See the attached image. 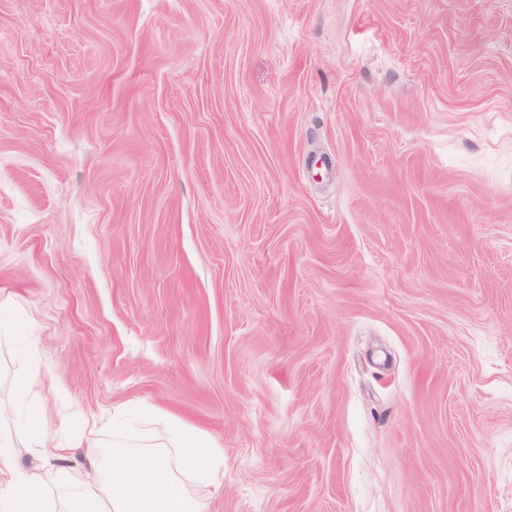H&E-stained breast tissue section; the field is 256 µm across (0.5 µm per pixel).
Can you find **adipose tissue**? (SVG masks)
Masks as SVG:
<instances>
[{
    "instance_id": "obj_1",
    "label": "adipose tissue",
    "mask_w": 512,
    "mask_h": 512,
    "mask_svg": "<svg viewBox=\"0 0 512 512\" xmlns=\"http://www.w3.org/2000/svg\"><path fill=\"white\" fill-rule=\"evenodd\" d=\"M167 444L119 439L101 452L93 481H74L68 469L50 484L22 465L23 455L69 465L77 447L52 443L42 418L31 415L25 447L0 432V512H208L191 485L221 483L220 450L203 431L183 456L172 457Z\"/></svg>"
}]
</instances>
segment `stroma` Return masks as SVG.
Wrapping results in <instances>:
<instances>
[{
  "instance_id": "1",
  "label": "stroma",
  "mask_w": 512,
  "mask_h": 512,
  "mask_svg": "<svg viewBox=\"0 0 512 512\" xmlns=\"http://www.w3.org/2000/svg\"><path fill=\"white\" fill-rule=\"evenodd\" d=\"M0 430L172 420L209 512H512V0H0Z\"/></svg>"
}]
</instances>
